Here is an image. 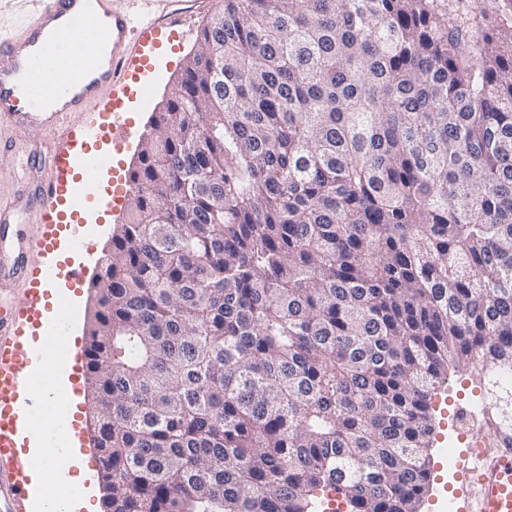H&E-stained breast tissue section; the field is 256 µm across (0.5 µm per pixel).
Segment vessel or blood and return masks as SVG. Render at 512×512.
I'll use <instances>...</instances> for the list:
<instances>
[{"instance_id":"b4317fda","label":"vessel or blood","mask_w":512,"mask_h":512,"mask_svg":"<svg viewBox=\"0 0 512 512\" xmlns=\"http://www.w3.org/2000/svg\"><path fill=\"white\" fill-rule=\"evenodd\" d=\"M171 24L149 15L113 9L112 0H39L33 20L15 37H0V125L18 132L38 131L42 144L10 142L21 175L19 193L0 199V223L17 224L26 206L40 211L34 236L0 239V294L17 278L27 292L0 305V461L14 464L16 476L0 474V506L15 512L28 497V468L19 450V422L46 413L48 399L34 373L44 354L30 338L42 326V302L57 280L79 286L80 260L56 258L61 243L79 250L84 225L77 180L91 181L101 165L93 148L98 137L124 145L140 131L128 118L127 80L144 75L152 52L168 42ZM97 102L92 125L70 122L71 113ZM43 261L29 265L27 253ZM464 481L476 485L475 512H512V446L498 432L474 442L463 456Z\"/></svg>"}]
</instances>
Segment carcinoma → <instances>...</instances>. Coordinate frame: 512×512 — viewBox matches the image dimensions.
Here are the masks:
<instances>
[{"label": "carcinoma", "mask_w": 512, "mask_h": 512, "mask_svg": "<svg viewBox=\"0 0 512 512\" xmlns=\"http://www.w3.org/2000/svg\"><path fill=\"white\" fill-rule=\"evenodd\" d=\"M129 180L86 349L105 512H419L451 367L512 439L511 18L224 0Z\"/></svg>", "instance_id": "1"}]
</instances>
